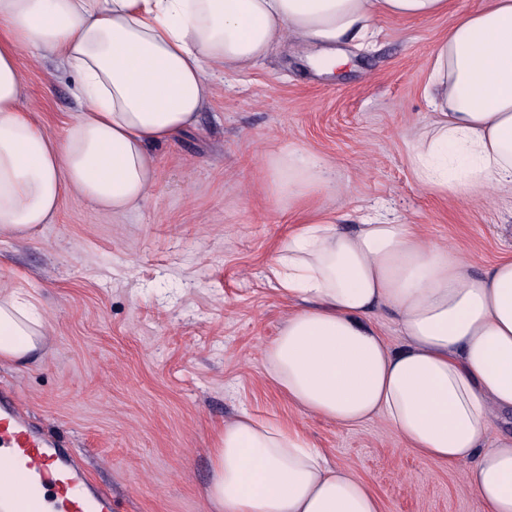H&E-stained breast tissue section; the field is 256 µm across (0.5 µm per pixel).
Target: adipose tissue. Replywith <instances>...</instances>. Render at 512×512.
Masks as SVG:
<instances>
[{
  "label": "adipose tissue",
  "instance_id": "adipose-tissue-1",
  "mask_svg": "<svg viewBox=\"0 0 512 512\" xmlns=\"http://www.w3.org/2000/svg\"><path fill=\"white\" fill-rule=\"evenodd\" d=\"M451 15L427 68L435 117L413 139L421 183L512 194V0L451 14L450 0H0V234L47 223L70 194L133 211L156 184L152 146L195 127L209 74L243 72L286 40L370 42L382 16ZM23 51H49L76 77L62 138L18 108ZM289 199L321 191L296 153L270 162ZM267 274L300 300L264 350L268 378L302 412L350 428L384 422L441 466L466 463L480 512H512V258L477 272L416 225L317 210ZM389 312L406 343L376 327ZM31 298L0 291V362L44 347ZM213 512H382L369 485L330 464L297 428L249 411L210 450Z\"/></svg>",
  "mask_w": 512,
  "mask_h": 512
}]
</instances>
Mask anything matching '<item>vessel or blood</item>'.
<instances>
[{"instance_id": "vessel-or-blood-1", "label": "vessel or blood", "mask_w": 512, "mask_h": 512, "mask_svg": "<svg viewBox=\"0 0 512 512\" xmlns=\"http://www.w3.org/2000/svg\"><path fill=\"white\" fill-rule=\"evenodd\" d=\"M29 482L47 487L48 501L34 496L17 499L11 501L9 512H112L109 496L78 476L61 444L34 434L13 407L1 406L0 483Z\"/></svg>"}]
</instances>
